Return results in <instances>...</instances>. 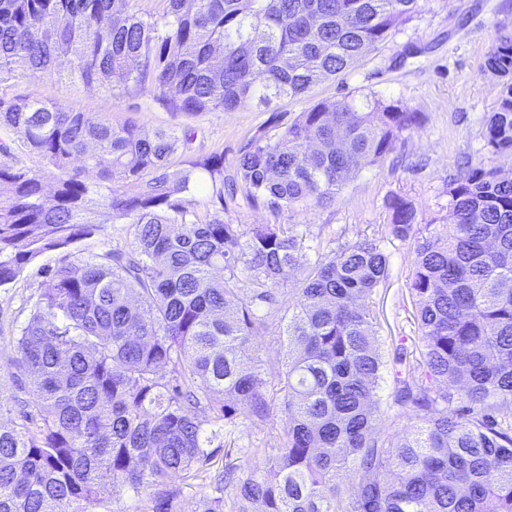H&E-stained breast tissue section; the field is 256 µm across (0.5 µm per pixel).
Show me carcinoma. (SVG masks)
I'll return each instance as SVG.
<instances>
[{
    "instance_id": "carcinoma-1",
    "label": "carcinoma",
    "mask_w": 512,
    "mask_h": 512,
    "mask_svg": "<svg viewBox=\"0 0 512 512\" xmlns=\"http://www.w3.org/2000/svg\"><path fill=\"white\" fill-rule=\"evenodd\" d=\"M0 0V82L31 72L78 76L112 97L152 84L197 116L306 95L355 68L422 0ZM68 59L62 73L58 61ZM485 68L512 79V36ZM420 121L398 100L320 101L239 157L220 206L243 192L274 212L336 202L363 168ZM0 287L46 252L100 224H127L128 246L46 269L52 286L15 343L37 415L0 425V512H96L115 490L169 512L168 481L211 469V447L238 407L284 425L277 448L224 468L203 512H512V180L468 163L448 184V223L418 240L410 272L417 368L396 404L416 424L387 434L374 410L384 367L369 299L389 276L374 241L317 255L294 291L276 400L259 338L305 238L281 224L247 230L183 204L224 181V154L172 170L193 139L146 133L84 112L0 98ZM512 152V82L487 126ZM57 172L41 176L16 153ZM390 233L420 234L413 205L386 201ZM250 287H240L239 272ZM208 411L209 434L197 417Z\"/></svg>"
}]
</instances>
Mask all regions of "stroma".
<instances>
[{
  "mask_svg": "<svg viewBox=\"0 0 512 512\" xmlns=\"http://www.w3.org/2000/svg\"><path fill=\"white\" fill-rule=\"evenodd\" d=\"M512 35V0H426L421 12L405 22L385 42L369 48L346 75L314 87L306 96L285 99L270 106L248 104L231 112L187 116L171 111L150 84L130 98L115 99L96 85L78 78L58 81L41 74H25L0 83V97L41 101L66 112L105 116L113 124L136 122L153 132L160 128H193L195 136L184 159L224 156V172L234 164L247 143L261 134L274 135L309 106L320 100L357 99L375 94L401 101L423 120L412 132L395 141L385 159L364 168L343 189L332 205L310 210L272 212L264 205L239 199L224 211L228 224H288L305 238L308 248L301 264L317 254H333L360 239L375 241L389 257V278L371 299L377 313L378 338L385 366L377 389V411L387 433L403 431L414 421L412 411L393 403L396 378L415 367L419 330L409 273L415 259L416 240H398L389 233L392 213L388 198L410 201L416 222L429 233L448 221V184L458 177L465 161H484L512 170V153L494 154L486 145L488 118L503 81L484 70L488 52L502 35ZM130 239L124 224H102L90 236L61 250L43 254L11 284L0 287V382L10 398L0 423L15 421L21 405L34 404L30 391L18 390L20 370L14 344L27 323L33 305L50 288L42 266H57L91 258ZM283 423L273 416L260 421L248 407H240L224 445L233 456L249 448H275L283 439ZM226 459L216 455L209 473L198 480L176 477L168 488L174 494L172 512H201L212 495L213 484Z\"/></svg>",
  "mask_w": 512,
  "mask_h": 512,
  "instance_id": "1",
  "label": "stroma"
}]
</instances>
